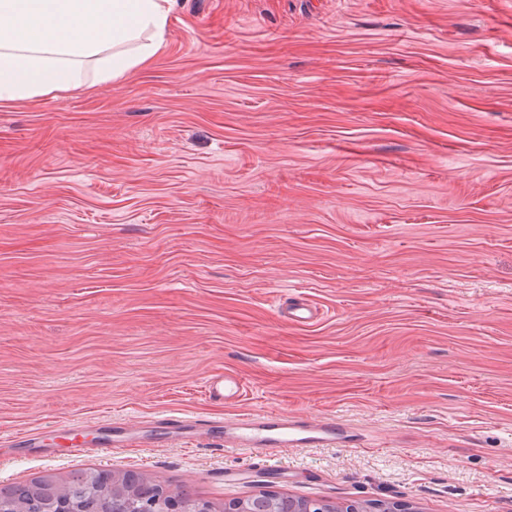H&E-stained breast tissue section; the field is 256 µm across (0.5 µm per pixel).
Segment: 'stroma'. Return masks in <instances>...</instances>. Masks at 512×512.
<instances>
[{
    "instance_id": "obj_1",
    "label": "stroma",
    "mask_w": 512,
    "mask_h": 512,
    "mask_svg": "<svg viewBox=\"0 0 512 512\" xmlns=\"http://www.w3.org/2000/svg\"><path fill=\"white\" fill-rule=\"evenodd\" d=\"M278 411L359 441L69 453ZM86 468L512 512V0H177L147 66L0 103V487ZM207 390L211 398L225 400L240 397L243 393V384L232 375L213 374L207 379ZM111 425L113 448H139L144 445L141 437L125 420L112 419V422L96 423L91 426L107 427Z\"/></svg>"
}]
</instances>
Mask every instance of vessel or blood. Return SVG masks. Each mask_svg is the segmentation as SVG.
Wrapping results in <instances>:
<instances>
[{
  "instance_id": "obj_1",
  "label": "vessel or blood",
  "mask_w": 512,
  "mask_h": 512,
  "mask_svg": "<svg viewBox=\"0 0 512 512\" xmlns=\"http://www.w3.org/2000/svg\"><path fill=\"white\" fill-rule=\"evenodd\" d=\"M211 398L225 400L243 393L240 379L225 374L211 375L207 380ZM112 445L116 448H138L143 441L126 421L112 420ZM168 441L179 440L183 435L219 439L222 447L241 451H264L270 448H308L313 446L352 445L356 438L353 431L336 420L297 418L278 412L243 414L232 421L223 419H169L160 421Z\"/></svg>"
}]
</instances>
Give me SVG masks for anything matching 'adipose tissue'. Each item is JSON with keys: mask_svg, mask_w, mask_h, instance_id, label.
<instances>
[{"mask_svg": "<svg viewBox=\"0 0 512 512\" xmlns=\"http://www.w3.org/2000/svg\"><path fill=\"white\" fill-rule=\"evenodd\" d=\"M176 0H0V102L109 82L162 50Z\"/></svg>", "mask_w": 512, "mask_h": 512, "instance_id": "1", "label": "adipose tissue"}]
</instances>
